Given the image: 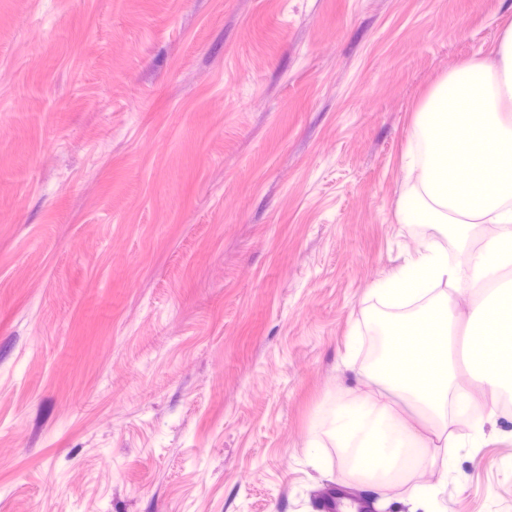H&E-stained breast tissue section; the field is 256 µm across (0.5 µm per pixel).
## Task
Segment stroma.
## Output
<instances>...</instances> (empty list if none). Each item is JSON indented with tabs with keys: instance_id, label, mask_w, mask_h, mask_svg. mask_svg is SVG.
Here are the masks:
<instances>
[{
	"instance_id": "1",
	"label": "stroma",
	"mask_w": 512,
	"mask_h": 512,
	"mask_svg": "<svg viewBox=\"0 0 512 512\" xmlns=\"http://www.w3.org/2000/svg\"><path fill=\"white\" fill-rule=\"evenodd\" d=\"M512 0H0V512H315L414 109ZM374 493L512 512V415ZM432 494L416 498L415 486Z\"/></svg>"
}]
</instances>
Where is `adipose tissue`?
I'll list each match as a JSON object with an SVG mask.
<instances>
[{"instance_id":"1","label":"adipose tissue","mask_w":512,"mask_h":512,"mask_svg":"<svg viewBox=\"0 0 512 512\" xmlns=\"http://www.w3.org/2000/svg\"><path fill=\"white\" fill-rule=\"evenodd\" d=\"M403 158L397 217L408 229L437 225L440 241L419 240L404 267L374 294L399 318L374 324L377 348L364 370L379 389L327 411L325 435L348 469L372 488L409 483L430 459L512 413V349L489 333L458 344L451 295L481 283L474 314L512 329V22L490 54L440 76L415 109ZM495 232L482 238L484 225ZM488 390L458 400V369ZM465 435L450 433V426Z\"/></svg>"}]
</instances>
